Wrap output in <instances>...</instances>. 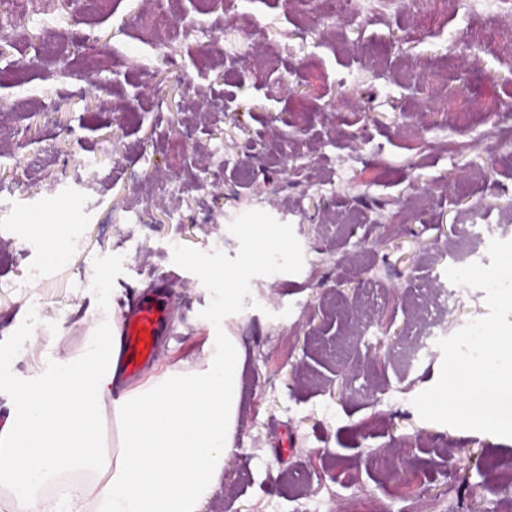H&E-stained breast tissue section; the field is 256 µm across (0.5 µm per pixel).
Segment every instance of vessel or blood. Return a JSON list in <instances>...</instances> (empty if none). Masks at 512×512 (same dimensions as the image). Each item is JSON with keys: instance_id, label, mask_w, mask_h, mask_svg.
Here are the masks:
<instances>
[{"instance_id": "1", "label": "vessel or blood", "mask_w": 512, "mask_h": 512, "mask_svg": "<svg viewBox=\"0 0 512 512\" xmlns=\"http://www.w3.org/2000/svg\"><path fill=\"white\" fill-rule=\"evenodd\" d=\"M163 295L160 289L143 292L123 317L119 358L123 377L135 375L154 360L158 336L175 323Z\"/></svg>"}]
</instances>
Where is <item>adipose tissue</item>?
Returning <instances> with one entry per match:
<instances>
[{
	"label": "adipose tissue",
	"mask_w": 512,
	"mask_h": 512,
	"mask_svg": "<svg viewBox=\"0 0 512 512\" xmlns=\"http://www.w3.org/2000/svg\"><path fill=\"white\" fill-rule=\"evenodd\" d=\"M121 306L81 355L35 367L0 421V490L16 512H202L236 452L243 351L208 335L113 399Z\"/></svg>",
	"instance_id": "adipose-tissue-1"
}]
</instances>
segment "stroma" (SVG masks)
Returning a JSON list of instances; mask_svg holds the SVG:
<instances>
[{
	"mask_svg": "<svg viewBox=\"0 0 512 512\" xmlns=\"http://www.w3.org/2000/svg\"><path fill=\"white\" fill-rule=\"evenodd\" d=\"M80 7L0 0V411L33 364L81 351L84 315L165 279L157 364L213 328L244 353L239 451L204 512H505L512 449L411 400L438 378L437 339L487 312L450 286L451 252L474 224L512 240V112L486 108L512 100V4L228 0L217 29L213 0ZM83 73L103 85L79 98ZM216 78L231 111L157 127V98ZM284 128L317 138L283 145ZM59 218L63 251L39 249L29 228Z\"/></svg>",
	"mask_w": 512,
	"mask_h": 512,
	"instance_id": "1",
	"label": "stroma"
}]
</instances>
